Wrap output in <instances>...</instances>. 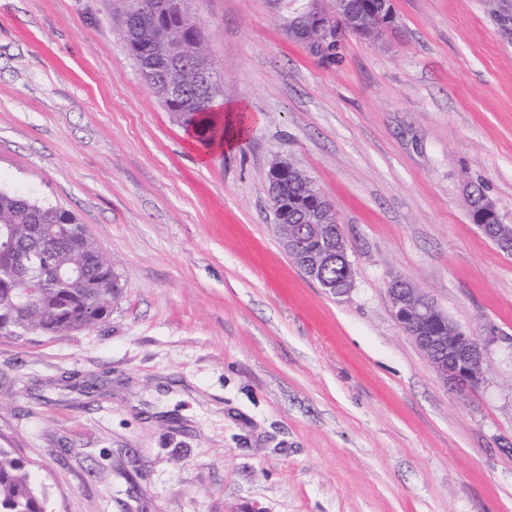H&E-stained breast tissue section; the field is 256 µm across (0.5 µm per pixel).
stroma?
I'll use <instances>...</instances> for the list:
<instances>
[{"label": "stroma", "mask_w": 512, "mask_h": 512, "mask_svg": "<svg viewBox=\"0 0 512 512\" xmlns=\"http://www.w3.org/2000/svg\"><path fill=\"white\" fill-rule=\"evenodd\" d=\"M306 0H192L249 135L199 158L141 78L114 0H0V190L75 214L110 316L0 335V447L49 512H512V0H392L398 28L314 56ZM333 203L355 270L284 251L267 171ZM405 279L484 347L459 398L396 325ZM486 197L483 195L481 189H473L468 194L469 207L471 212L472 221L474 224H478L481 232L489 239L492 240L497 246H500L504 249H512V240H504L498 236V233H502L504 231H510L512 235V226L508 224H501L497 211L495 207L491 208L492 214H494L497 218L496 224H480V220L487 219V217L483 214L484 209L486 208L484 205V199Z\"/></svg>", "instance_id": "obj_1"}]
</instances>
